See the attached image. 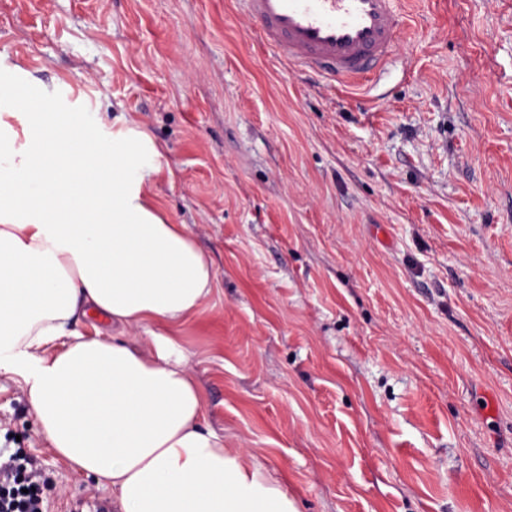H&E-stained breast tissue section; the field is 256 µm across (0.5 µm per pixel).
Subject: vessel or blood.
I'll return each instance as SVG.
<instances>
[{"mask_svg": "<svg viewBox=\"0 0 512 512\" xmlns=\"http://www.w3.org/2000/svg\"><path fill=\"white\" fill-rule=\"evenodd\" d=\"M261 40L339 85L368 81L392 57L402 0H245Z\"/></svg>", "mask_w": 512, "mask_h": 512, "instance_id": "vessel-or-blood-1", "label": "vessel or blood"}]
</instances>
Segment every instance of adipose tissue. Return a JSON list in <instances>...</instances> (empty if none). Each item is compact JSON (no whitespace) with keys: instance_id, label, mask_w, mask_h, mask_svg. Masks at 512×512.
<instances>
[{"instance_id":"ef3b65f1","label":"adipose tissue","mask_w":512,"mask_h":512,"mask_svg":"<svg viewBox=\"0 0 512 512\" xmlns=\"http://www.w3.org/2000/svg\"><path fill=\"white\" fill-rule=\"evenodd\" d=\"M159 156L137 128L104 140L98 114L0 68V374L118 512H298L206 424L169 335L211 294L213 271L146 190ZM146 328L144 348L128 333Z\"/></svg>"}]
</instances>
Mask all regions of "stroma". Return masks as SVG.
I'll return each instance as SVG.
<instances>
[{"label": "stroma", "instance_id": "stroma-1", "mask_svg": "<svg viewBox=\"0 0 512 512\" xmlns=\"http://www.w3.org/2000/svg\"><path fill=\"white\" fill-rule=\"evenodd\" d=\"M346 88L243 0H0V57L158 145L149 192L212 261L175 335L227 447L299 512H512V0H407ZM47 512H116L0 374Z\"/></svg>", "mask_w": 512, "mask_h": 512}]
</instances>
